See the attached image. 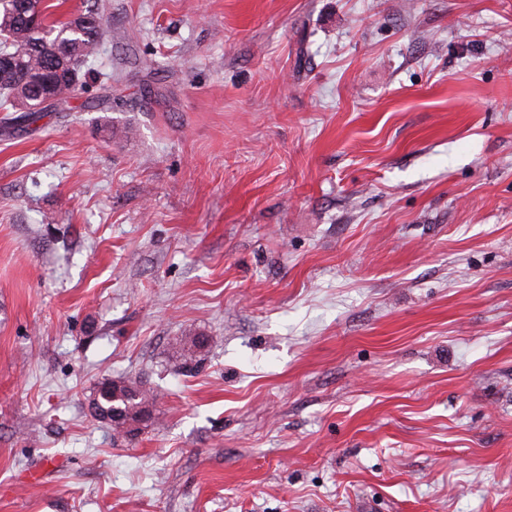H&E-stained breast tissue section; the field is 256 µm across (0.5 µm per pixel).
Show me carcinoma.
Masks as SVG:
<instances>
[{
  "mask_svg": "<svg viewBox=\"0 0 512 512\" xmlns=\"http://www.w3.org/2000/svg\"><path fill=\"white\" fill-rule=\"evenodd\" d=\"M56 9L51 0H0V54L10 56L9 64L0 66V111L13 113L4 122L6 130L19 119L40 118L26 106L46 97V88H53L55 100L47 107L56 112L68 110L70 100L83 90L77 81L82 79V67L97 53L104 19L88 10L62 22L53 18ZM207 343L205 336L175 341L188 358L187 370L194 369L193 357ZM113 384L110 378L98 383L89 399L90 415L97 422L107 421L112 439L132 441L141 425L152 419L153 391L131 380L121 381L116 391Z\"/></svg>",
  "mask_w": 512,
  "mask_h": 512,
  "instance_id": "cac0c4a2",
  "label": "carcinoma"
}]
</instances>
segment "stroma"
Instances as JSON below:
<instances>
[{"label": "stroma", "instance_id": "obj_1", "mask_svg": "<svg viewBox=\"0 0 512 512\" xmlns=\"http://www.w3.org/2000/svg\"><path fill=\"white\" fill-rule=\"evenodd\" d=\"M96 5L0 131V512H512V0ZM122 385L116 393L118 397L112 399L114 394L113 384ZM154 395L150 389H143L135 381H114L112 378H104L100 381L89 399V411L91 417L97 422L106 423L112 431V439L121 441L134 440L140 430V425L152 419ZM94 404L93 407L91 405ZM116 412L124 417L122 424H112V414ZM129 422L134 428H125L123 425Z\"/></svg>", "mask_w": 512, "mask_h": 512}]
</instances>
